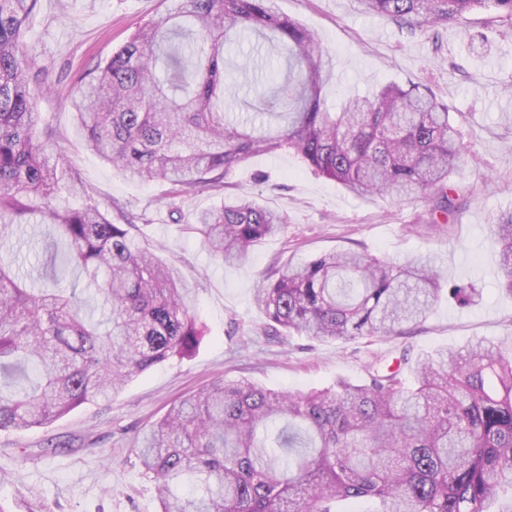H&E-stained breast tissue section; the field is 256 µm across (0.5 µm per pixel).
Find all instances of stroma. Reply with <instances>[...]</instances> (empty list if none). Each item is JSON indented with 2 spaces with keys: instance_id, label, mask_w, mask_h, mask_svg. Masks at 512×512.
<instances>
[{
  "instance_id": "1",
  "label": "stroma",
  "mask_w": 512,
  "mask_h": 512,
  "mask_svg": "<svg viewBox=\"0 0 512 512\" xmlns=\"http://www.w3.org/2000/svg\"><path fill=\"white\" fill-rule=\"evenodd\" d=\"M282 13L318 37L336 69L326 104L389 82L427 85L447 104L467 153L451 174L462 206L436 227L424 201L390 203L357 197L312 171L294 154L255 155L227 178L223 191L178 197L170 186L125 179L73 134L69 98L80 77L108 59L139 24L157 18L160 0H39L26 41L48 86L35 109L60 137L62 163L75 169L101 208L122 204L143 218L136 238L161 248L192 289L205 336L192 356H174L134 378L108 405H87L51 423L0 433V512H156L155 490L131 451L137 436L170 406L217 378H247L282 391H309L336 379H359L367 365L391 364L403 349L423 354L481 341L512 353V297L500 289V247L492 226L512 213V34L492 35L493 14L472 12L439 33L408 32L387 17L365 14L357 0H279ZM256 35L226 46L228 116L256 86L282 78L287 59L270 52L262 76L252 71ZM248 193L282 213V231L249 261L227 266L187 229L196 212ZM353 250L401 262L430 255L444 283L472 285L459 306L442 299L404 336L316 341L269 336L253 295L273 267Z\"/></svg>"
}]
</instances>
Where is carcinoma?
<instances>
[{"label": "carcinoma", "instance_id": "carcinoma-1", "mask_svg": "<svg viewBox=\"0 0 512 512\" xmlns=\"http://www.w3.org/2000/svg\"><path fill=\"white\" fill-rule=\"evenodd\" d=\"M277 0H163L164 15L136 28L81 77L71 100L74 135L123 177L164 181L177 198L217 190L242 162L292 152L349 193L424 200L456 209L450 174L460 160L448 106L425 85L386 84L345 98L332 112V58L316 35L281 14ZM410 32L493 9L512 29V0H358ZM38 0H0V431L51 423L110 401L134 377L187 356L205 335L177 268L92 199L59 165L53 128L35 102L48 72L26 46ZM250 30L288 54V74L245 106L268 128L224 113V43ZM283 215L243 195L199 212L188 230L228 264L248 261L280 232ZM45 225L68 249L87 289L104 300L99 319L77 288L59 286L56 255L39 288L3 249ZM498 270L512 295V214L493 225ZM431 259L400 265L352 251L288 263L268 274L255 307L276 334L316 340L394 336L439 301ZM158 512H502L512 501V355L493 345L403 350L395 369L369 365L360 382L308 392L247 379L213 381L185 397L136 440Z\"/></svg>", "mask_w": 512, "mask_h": 512}]
</instances>
